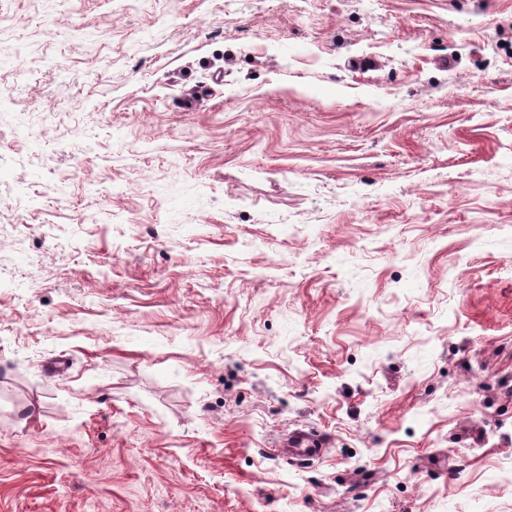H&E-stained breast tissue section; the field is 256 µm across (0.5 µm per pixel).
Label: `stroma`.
<instances>
[{"label":"stroma","instance_id":"35a3bbf8","mask_svg":"<svg viewBox=\"0 0 512 512\" xmlns=\"http://www.w3.org/2000/svg\"><path fill=\"white\" fill-rule=\"evenodd\" d=\"M0 49V512H512V0H0ZM324 442L308 430L297 429L287 434L279 441L278 448H273L277 455L291 457L298 461H309L318 457L324 451Z\"/></svg>","mask_w":512,"mask_h":512}]
</instances>
